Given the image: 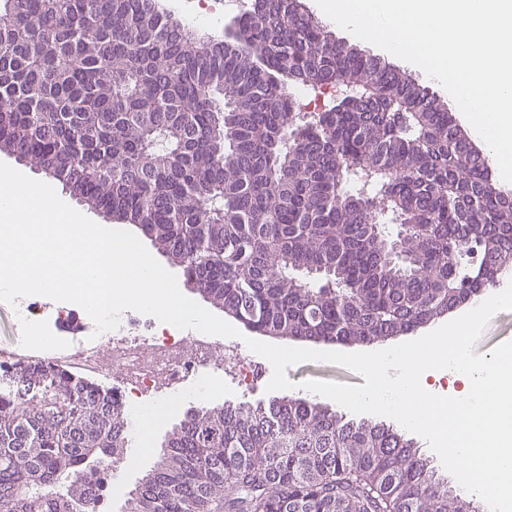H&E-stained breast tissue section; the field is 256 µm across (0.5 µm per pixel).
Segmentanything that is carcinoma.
Here are the masks:
<instances>
[{"mask_svg":"<svg viewBox=\"0 0 512 512\" xmlns=\"http://www.w3.org/2000/svg\"><path fill=\"white\" fill-rule=\"evenodd\" d=\"M0 152L139 228L188 286L263 336L370 345L497 286L512 191L448 102L252 0L202 41L154 0H4ZM323 104L307 110L291 87ZM399 219L410 263L390 266ZM0 384V504L86 512L127 447L94 382L23 366ZM124 512H469L390 424L287 396L186 413ZM52 492L47 493L45 489Z\"/></svg>","mask_w":512,"mask_h":512,"instance_id":"carcinoma-1","label":"carcinoma"}]
</instances>
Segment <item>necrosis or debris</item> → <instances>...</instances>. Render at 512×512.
I'll list each match as a JSON object with an SVG mask.
<instances>
[{"mask_svg":"<svg viewBox=\"0 0 512 512\" xmlns=\"http://www.w3.org/2000/svg\"><path fill=\"white\" fill-rule=\"evenodd\" d=\"M68 317V312L60 309L53 320H42L39 340L24 350L1 347L0 371H9L21 362L60 367L91 380L103 378L99 340L50 338L51 326L61 325ZM102 339L107 340L111 364L118 370L112 393L126 412L151 408L162 414L173 399L202 391L213 336L201 333L192 340L161 328L153 316L134 312L127 314L117 329L103 332Z\"/></svg>","mask_w":512,"mask_h":512,"instance_id":"necrosis-or-debris-1","label":"necrosis or debris"}]
</instances>
